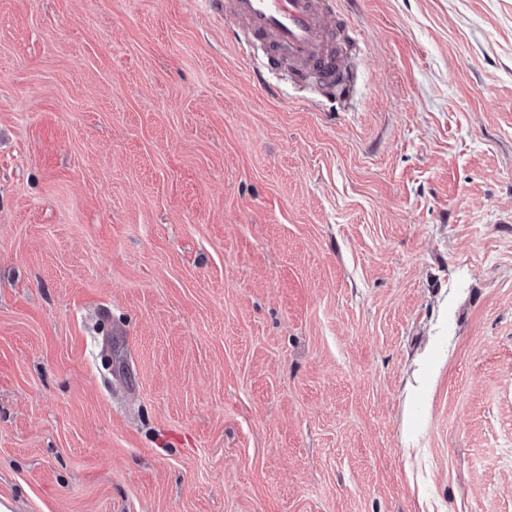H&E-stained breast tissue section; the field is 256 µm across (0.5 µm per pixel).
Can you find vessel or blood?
Masks as SVG:
<instances>
[{"label":"vessel or blood","mask_w":512,"mask_h":512,"mask_svg":"<svg viewBox=\"0 0 512 512\" xmlns=\"http://www.w3.org/2000/svg\"><path fill=\"white\" fill-rule=\"evenodd\" d=\"M224 16L243 26L250 53L286 62L289 70H305L311 81L342 94L356 74L336 51L327 18L330 0H220Z\"/></svg>","instance_id":"obj_1"}]
</instances>
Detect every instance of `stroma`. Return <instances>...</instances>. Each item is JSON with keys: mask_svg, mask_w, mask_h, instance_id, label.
Masks as SVG:
<instances>
[{"mask_svg": "<svg viewBox=\"0 0 512 512\" xmlns=\"http://www.w3.org/2000/svg\"><path fill=\"white\" fill-rule=\"evenodd\" d=\"M333 16L0 0L9 512H512V0ZM224 5V18L243 26L249 56L260 51L269 61L288 63V72L305 70L311 81L341 95L356 74L336 51L327 18L328 0H209Z\"/></svg>", "mask_w": 512, "mask_h": 512, "instance_id": "stroma-1", "label": "stroma"}]
</instances>
